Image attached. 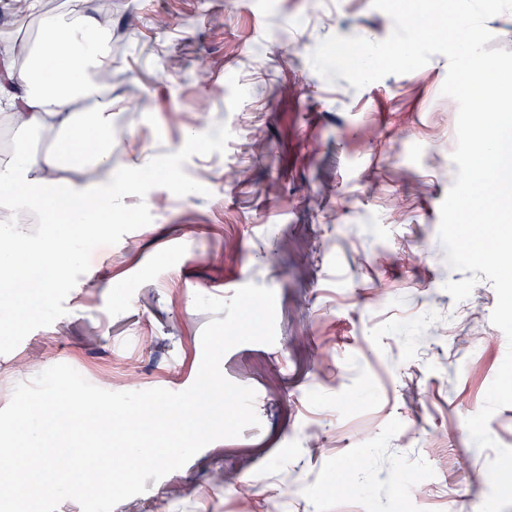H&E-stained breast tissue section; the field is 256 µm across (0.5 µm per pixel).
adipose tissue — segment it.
<instances>
[{
  "mask_svg": "<svg viewBox=\"0 0 512 512\" xmlns=\"http://www.w3.org/2000/svg\"><path fill=\"white\" fill-rule=\"evenodd\" d=\"M99 28L97 19L86 13L80 14L75 26L46 15L41 19V48L28 51L27 69H17L15 49L0 56V101L10 106L0 114V126L57 135L53 146L41 154L19 147L0 162L1 193L21 197L26 207L58 217L54 231L44 238H28L20 229L12 236L31 259L52 267L53 275L44 286L48 296L66 282L68 265L60 258V248L75 241L76 230L85 220L74 210V202L95 198L97 229L106 234L112 227V197L119 191L112 181V105L99 101L100 77L111 66L98 40ZM79 102L88 103L87 112L75 111ZM88 134L98 140L99 149L94 155L78 157L71 146ZM78 162L99 171L102 189L95 192L72 183L64 192H55L57 172Z\"/></svg>",
  "mask_w": 512,
  "mask_h": 512,
  "instance_id": "1",
  "label": "adipose tissue"
}]
</instances>
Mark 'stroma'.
I'll return each mask as SVG.
<instances>
[{
  "mask_svg": "<svg viewBox=\"0 0 512 512\" xmlns=\"http://www.w3.org/2000/svg\"><path fill=\"white\" fill-rule=\"evenodd\" d=\"M112 166L140 167L223 124L224 153L184 171L206 194L157 187L153 220L96 248L66 315L0 355V408L16 385L70 365L113 392L190 387L208 313L196 295L257 284L276 295V340L230 349L224 376L253 388L260 426L216 440L114 512H479L495 453L465 421L507 352L496 293L443 259L440 206L458 170L444 56L354 89L310 57L331 35L382 40L371 0H112ZM278 195L271 206L269 195ZM486 336L474 339V326Z\"/></svg>",
  "mask_w": 512,
  "mask_h": 512,
  "instance_id": "1",
  "label": "stroma"
}]
</instances>
